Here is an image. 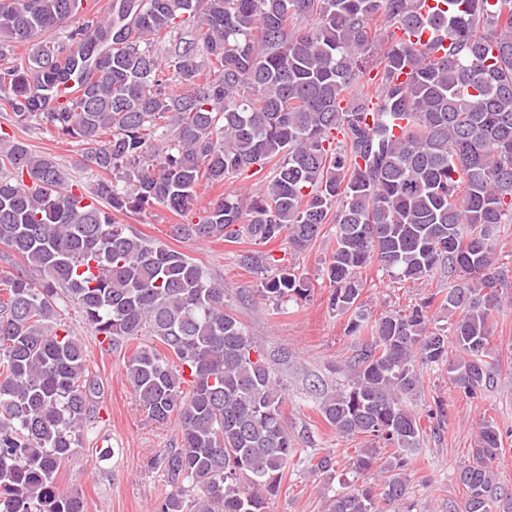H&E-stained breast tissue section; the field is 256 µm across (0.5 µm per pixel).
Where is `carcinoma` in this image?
I'll list each match as a JSON object with an SVG mask.
<instances>
[{"label":"carcinoma","mask_w":512,"mask_h":512,"mask_svg":"<svg viewBox=\"0 0 512 512\" xmlns=\"http://www.w3.org/2000/svg\"><path fill=\"white\" fill-rule=\"evenodd\" d=\"M82 2L0 0L4 110L27 130L79 139L80 164L105 174L75 187L51 155L0 138V244L25 262L0 299V512H83L55 479L99 419V385L80 343L54 326L65 300L102 345L151 336L166 349L139 346L126 363L141 410L180 433L148 462L171 487L154 512H268L298 452L273 365L226 304L224 280L116 219L155 205L184 218L201 182L253 167L270 180L209 201L173 234L285 237L301 252L335 227L329 305L349 315L353 339L370 340L354 346L347 384L319 379L311 392L336 432L369 437L354 473L377 469L383 448L394 462L382 483L327 497L326 512L403 500L404 451L423 436L408 401L423 372L448 364L473 399L493 382L489 322L512 286L492 244L512 224V0H443L427 15L417 0H119L91 20ZM66 23V41L48 39ZM427 28L452 49L404 39ZM76 41L83 53L65 58ZM74 78L80 95L47 111L44 90ZM394 119L406 120L398 137ZM374 262L393 279L440 274L452 286L369 325L359 273ZM311 291L284 265L259 289L280 304ZM436 302L457 313L448 334L429 329ZM500 446L483 421L458 473L465 512H512L493 472Z\"/></svg>","instance_id":"1"}]
</instances>
